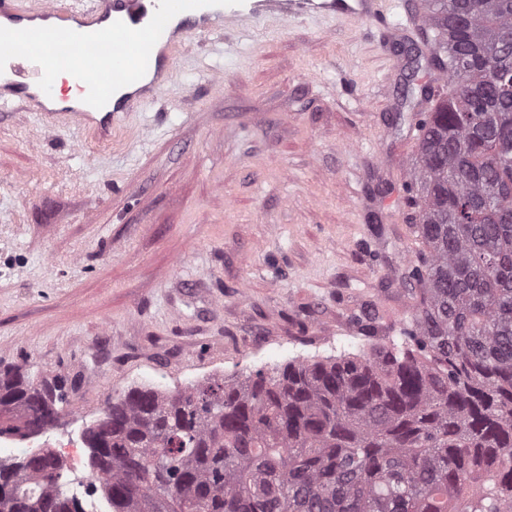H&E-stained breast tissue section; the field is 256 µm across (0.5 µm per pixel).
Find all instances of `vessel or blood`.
Wrapping results in <instances>:
<instances>
[{"label": "vessel or blood", "instance_id": "1", "mask_svg": "<svg viewBox=\"0 0 512 512\" xmlns=\"http://www.w3.org/2000/svg\"><path fill=\"white\" fill-rule=\"evenodd\" d=\"M383 0H96L92 14L104 26L77 28L82 12L39 0L36 15L52 27L0 30V75L18 90L48 94L55 74L72 70L81 100L65 106L69 120L95 138L108 139L121 114L135 112L166 89L163 76L175 52L190 36L252 26L268 18L289 25L306 18L368 20L385 35L397 36L414 18L389 21Z\"/></svg>", "mask_w": 512, "mask_h": 512}]
</instances>
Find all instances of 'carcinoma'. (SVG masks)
Here are the masks:
<instances>
[{
    "label": "carcinoma",
    "instance_id": "cac0c4a2",
    "mask_svg": "<svg viewBox=\"0 0 512 512\" xmlns=\"http://www.w3.org/2000/svg\"><path fill=\"white\" fill-rule=\"evenodd\" d=\"M426 0L448 95L417 121L423 256L402 346L133 388L86 434L110 512H512V0ZM63 386L0 369V438L49 429ZM0 471V512H85L61 470Z\"/></svg>",
    "mask_w": 512,
    "mask_h": 512
}]
</instances>
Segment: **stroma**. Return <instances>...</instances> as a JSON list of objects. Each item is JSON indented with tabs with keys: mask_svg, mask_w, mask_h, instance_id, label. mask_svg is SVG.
Returning a JSON list of instances; mask_svg holds the SVG:
<instances>
[{
	"mask_svg": "<svg viewBox=\"0 0 512 512\" xmlns=\"http://www.w3.org/2000/svg\"><path fill=\"white\" fill-rule=\"evenodd\" d=\"M431 37L346 18L193 36L103 142L0 106V368L64 381L37 442L71 476L108 397L401 343L421 245L384 190L417 152L402 87L426 83Z\"/></svg>",
	"mask_w": 512,
	"mask_h": 512,
	"instance_id": "obj_1",
	"label": "stroma"
}]
</instances>
